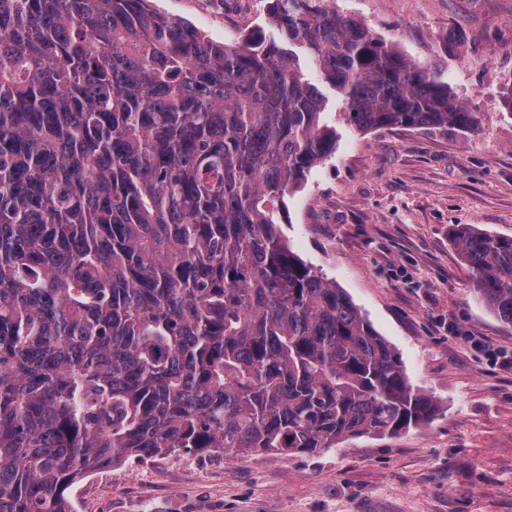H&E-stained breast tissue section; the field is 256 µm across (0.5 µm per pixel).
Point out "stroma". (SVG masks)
I'll use <instances>...</instances> for the list:
<instances>
[{
    "label": "stroma",
    "mask_w": 512,
    "mask_h": 512,
    "mask_svg": "<svg viewBox=\"0 0 512 512\" xmlns=\"http://www.w3.org/2000/svg\"><path fill=\"white\" fill-rule=\"evenodd\" d=\"M269 0H152L215 41L274 29ZM477 112L476 133L342 130L280 215L293 251L343 288L432 395L433 422L314 454L130 457L68 491L75 512H512V327L451 238L512 236V0H336Z\"/></svg>",
    "instance_id": "1"
}]
</instances>
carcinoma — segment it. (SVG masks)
I'll return each mask as SVG.
<instances>
[{"mask_svg": "<svg viewBox=\"0 0 512 512\" xmlns=\"http://www.w3.org/2000/svg\"><path fill=\"white\" fill-rule=\"evenodd\" d=\"M206 38L148 0H0V512H74L125 457L291 455L437 402L290 247L285 197L339 132H476L448 85L328 0ZM452 237L512 326V236Z\"/></svg>", "mask_w": 512, "mask_h": 512, "instance_id": "1", "label": "carcinoma"}]
</instances>
